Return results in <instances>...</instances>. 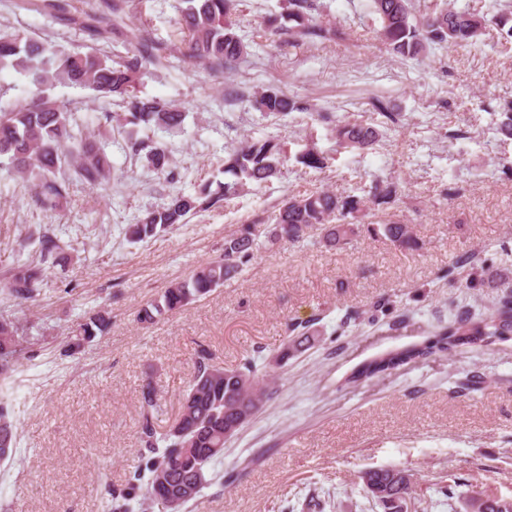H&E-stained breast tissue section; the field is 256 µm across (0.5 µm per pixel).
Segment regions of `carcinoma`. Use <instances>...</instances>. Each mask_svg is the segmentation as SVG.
Instances as JSON below:
<instances>
[{"label": "carcinoma", "instance_id": "cac0c4a2", "mask_svg": "<svg viewBox=\"0 0 512 512\" xmlns=\"http://www.w3.org/2000/svg\"><path fill=\"white\" fill-rule=\"evenodd\" d=\"M134 0H99L97 7L79 17L80 24L101 37L124 21ZM180 30L188 57L213 69L230 68L246 53V44L237 33L235 15L238 0H181ZM372 11L380 22L379 38L403 58L419 59L437 46H473L486 26L499 28L504 39H512V9L497 8L486 15L457 10L451 4L420 16L410 0H371ZM318 0H287L280 15L267 20L271 37L289 34L315 38L324 29L315 23ZM145 27L133 30L126 53L114 60L99 51L70 52L22 32L0 36V72L14 71L34 86L29 95L17 98L10 106H0V157L26 180L35 183L32 201L44 210H61L69 203V181L56 176L70 164L82 182L101 186L111 174L112 165L95 137L74 131L66 118L67 109L48 90L57 85L90 89L103 98L125 107L124 112L107 118L123 129L132 152L145 166L168 173L170 157L165 146L148 144L138 137L142 130H172L180 127L184 113L162 99L140 96L139 80L148 66L162 64L160 48L143 36ZM254 107L267 115H286L306 106L272 89L261 92ZM336 144L343 149L367 151L379 142L380 131L358 121L334 128ZM298 163L313 169L325 167L326 158L312 147L297 155ZM287 161L283 144L273 138L251 139L224 156V180L208 182L195 194L178 193L169 203L146 212L126 225L131 242L145 241L175 224L184 223L197 209L212 207L236 195L248 182L262 185L278 177ZM397 184L374 181L368 193L356 195L330 190L284 198L267 224H244L236 235L224 239V256L199 266L187 279L172 283L159 299L143 310L140 320L151 322L169 311L180 309L224 284L242 270L254 256L258 241L274 246L281 241L298 243L311 232H318L319 243L341 248L361 233L383 237L402 249L416 245L408 225L399 221L374 222L372 210L397 195ZM41 268L24 263L16 268L3 290L19 301L36 296ZM109 322L102 316L77 324L68 351L78 350L83 342L104 332ZM512 335V302H505L488 315L473 320L467 316L435 334L421 345L392 351L356 369L350 381L357 382L393 371L398 367L446 353L464 346L482 344ZM19 326L0 315V380L9 378L18 365ZM268 362L257 365L250 359L237 368H225L202 356L180 401L178 413L169 427L156 428L153 414L159 408L155 388L146 384L142 391V454L128 482L120 491L105 487L112 512H133L149 502L165 501L166 512H186L199 503L203 489L213 483L209 466L224 457V431L234 427L245 414L256 415L271 398L262 383ZM14 409L0 397V460L15 456L17 439ZM366 496L384 509L398 512V503L412 496L413 475L395 468L368 469L358 475ZM458 482L439 488L448 500L463 498L465 512H512V499L483 492L466 496L456 492Z\"/></svg>", "mask_w": 512, "mask_h": 512}]
</instances>
